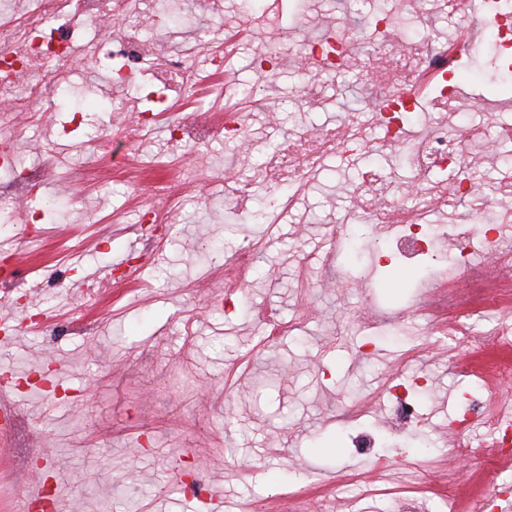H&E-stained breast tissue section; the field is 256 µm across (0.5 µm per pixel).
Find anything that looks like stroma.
Returning a JSON list of instances; mask_svg holds the SVG:
<instances>
[{"instance_id":"stroma-1","label":"stroma","mask_w":512,"mask_h":512,"mask_svg":"<svg viewBox=\"0 0 512 512\" xmlns=\"http://www.w3.org/2000/svg\"><path fill=\"white\" fill-rule=\"evenodd\" d=\"M395 61L371 48L368 9L349 0H126L108 24L86 23L77 54L30 73L46 95L29 113L0 111V145L16 165L0 169V266L30 255L0 281V306L26 327L0 337V381L16 385L18 417L0 432V512L20 500L36 461L35 440L60 463L68 512H281L293 491L305 512H469V503L512 470L487 465L482 422L450 421L472 398L512 404V347L484 336L512 324V298L495 311H448L440 289L453 266L393 264L381 277L373 214L353 209L362 175L376 169L406 183L409 168L382 143L373 97L382 75L415 66L431 41L461 36L466 16L443 0H397ZM136 34L150 42L151 72L181 57L187 77L165 111L137 117L140 77L110 82L105 49ZM345 41L355 64L330 74L306 60V43ZM276 57L260 71L253 60ZM502 63L472 60L461 76L475 101L416 98L408 129H447L462 139L463 167L482 190L434 207L425 186L403 207L427 202L425 223L500 230L495 278H512V168L502 166L492 127L512 121V91L493 92ZM97 103L79 128L71 108ZM241 133L228 139L226 118ZM211 128L206 146L171 139L172 126ZM361 137L354 159L329 146L302 180L293 149L344 128ZM59 211L20 222L42 198ZM288 210H280L282 199ZM265 201L277 223L248 215ZM167 212L145 222L148 208ZM38 278L28 303L22 291ZM287 322V334H274ZM426 382L421 422L398 427L366 411L387 385ZM372 431L374 455L353 453V423ZM469 440L467 455L457 451ZM200 473L218 499L182 488Z\"/></svg>"}]
</instances>
